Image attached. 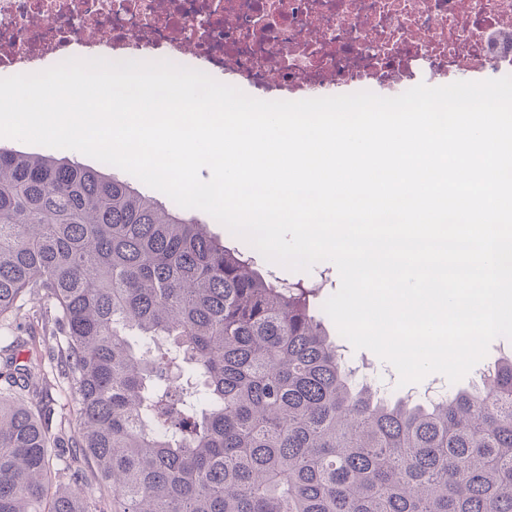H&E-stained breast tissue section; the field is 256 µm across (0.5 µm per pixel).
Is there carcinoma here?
<instances>
[{"label":"carcinoma","instance_id":"1","mask_svg":"<svg viewBox=\"0 0 512 512\" xmlns=\"http://www.w3.org/2000/svg\"><path fill=\"white\" fill-rule=\"evenodd\" d=\"M195 213L0 147V318L43 297L78 411L67 461L32 367L0 359V512H104L90 479L111 512H512V352L473 392L392 401L353 382L314 289Z\"/></svg>","mask_w":512,"mask_h":512}]
</instances>
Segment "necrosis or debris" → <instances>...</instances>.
I'll use <instances>...</instances> for the list:
<instances>
[{
	"label": "necrosis or debris",
	"mask_w": 512,
	"mask_h": 512,
	"mask_svg": "<svg viewBox=\"0 0 512 512\" xmlns=\"http://www.w3.org/2000/svg\"><path fill=\"white\" fill-rule=\"evenodd\" d=\"M162 60L261 100L512 74V0H0V74Z\"/></svg>",
	"instance_id": "obj_1"
}]
</instances>
